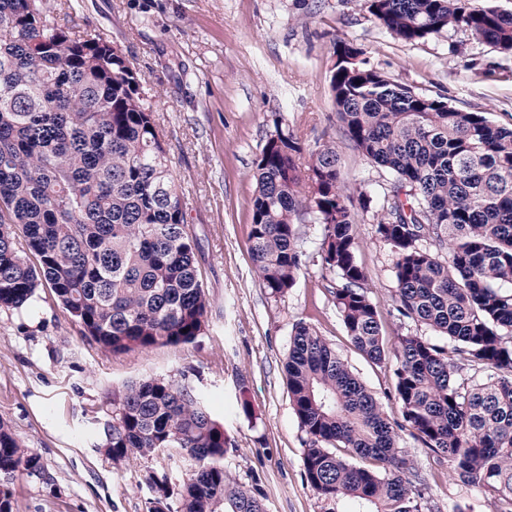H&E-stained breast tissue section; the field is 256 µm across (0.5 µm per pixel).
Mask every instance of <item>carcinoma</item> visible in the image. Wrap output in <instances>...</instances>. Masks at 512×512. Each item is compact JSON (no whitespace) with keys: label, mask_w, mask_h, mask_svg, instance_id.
Listing matches in <instances>:
<instances>
[{"label":"carcinoma","mask_w":512,"mask_h":512,"mask_svg":"<svg viewBox=\"0 0 512 512\" xmlns=\"http://www.w3.org/2000/svg\"><path fill=\"white\" fill-rule=\"evenodd\" d=\"M367 8L408 42L464 31L512 54V13L470 0ZM363 55L334 43L336 115L354 147L396 176L375 232L394 254L393 310L415 332L392 343L382 334L335 145L311 151L302 169L301 141L279 131L254 160L249 242L262 287L276 297L294 286L307 260L296 221L311 211L347 336L372 363L393 364L397 419L313 326H295L284 368L306 435L305 480L326 512H423L430 499L402 450L406 433L494 512H512V128L416 93ZM197 251L152 105L122 50L104 33L56 24L37 0H0V308L20 309L47 286L82 335L114 354L191 343L211 322ZM228 445L193 388L148 378L112 391L100 448L116 464L172 448L195 462L177 492L148 478L150 512H265L224 470ZM19 471L40 477L44 465L0 420V512H13Z\"/></svg>","instance_id":"1"}]
</instances>
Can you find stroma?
<instances>
[{
	"instance_id": "35a3bbf8",
	"label": "stroma",
	"mask_w": 512,
	"mask_h": 512,
	"mask_svg": "<svg viewBox=\"0 0 512 512\" xmlns=\"http://www.w3.org/2000/svg\"><path fill=\"white\" fill-rule=\"evenodd\" d=\"M41 2L59 24L107 33L141 76L197 240L211 325L189 344L114 354L81 335L52 289H39L23 309H0V419L45 468L41 477L14 475L13 512H149V475L166 476L179 489L188 457L117 465L99 447L113 390L150 377L202 396L231 440L226 471L258 488L266 512H324L304 480L306 435L283 372L293 329L312 324L378 399L392 386V368L370 362L347 336L328 290L333 275L321 265L322 227L313 213L297 224L308 262L293 288L281 297L262 288L248 240L253 162L280 129L293 131L308 151L335 144L347 192L372 199L370 211L358 215L357 259L383 334L396 340L415 325L391 312L394 256L373 219L394 176L359 153L337 122L333 45L353 42L391 79L506 128L512 54L461 31L404 41L378 25L366 0ZM406 451L440 512H492L428 449L411 441Z\"/></svg>"
}]
</instances>
